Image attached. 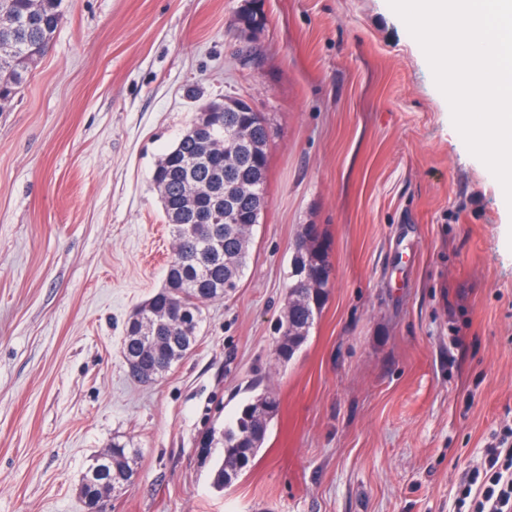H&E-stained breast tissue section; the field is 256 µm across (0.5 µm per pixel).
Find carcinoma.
Here are the masks:
<instances>
[{
  "mask_svg": "<svg viewBox=\"0 0 512 512\" xmlns=\"http://www.w3.org/2000/svg\"><path fill=\"white\" fill-rule=\"evenodd\" d=\"M64 0H0V97L15 98L27 82L33 51L46 53L61 27ZM269 127L260 112H224L216 116L207 135L191 129L157 163L166 183L161 199L174 247L164 287L127 320L122 353L137 362L130 374L143 383L162 378L173 363L197 346L203 307L238 288L246 266L253 227L268 201ZM308 248L294 263L309 272L304 287L291 279L276 341L280 359L289 361L306 343L321 315L331 271L328 251L317 225L304 227ZM279 402L265 390L243 405L237 418L208 431L209 446L202 461L221 451L213 485H231L248 469L263 448ZM139 449L129 439H112V484L133 486L138 478Z\"/></svg>",
  "mask_w": 512,
  "mask_h": 512,
  "instance_id": "cac0c4a2",
  "label": "carcinoma"
}]
</instances>
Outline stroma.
<instances>
[{"mask_svg": "<svg viewBox=\"0 0 512 512\" xmlns=\"http://www.w3.org/2000/svg\"><path fill=\"white\" fill-rule=\"evenodd\" d=\"M253 1L267 23L244 39ZM65 10L0 112V512H83L80 476L116 437L139 448V476L109 512H454L512 427V209L388 0ZM227 96L269 120L268 207L194 351L141 385L122 336L172 249L153 172ZM308 224L331 281L284 361ZM265 390L268 438L217 490L196 444Z\"/></svg>", "mask_w": 512, "mask_h": 512, "instance_id": "obj_1", "label": "stroma"}]
</instances>
